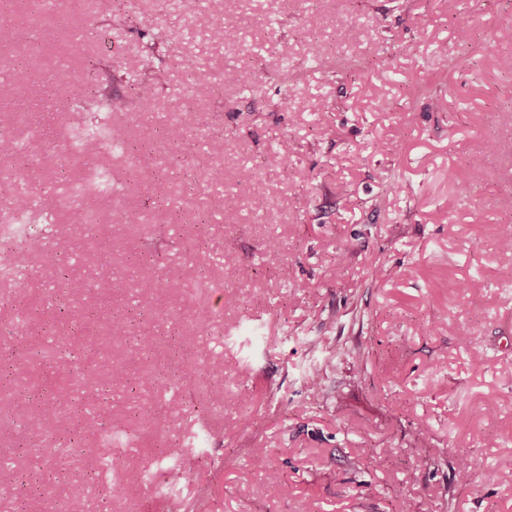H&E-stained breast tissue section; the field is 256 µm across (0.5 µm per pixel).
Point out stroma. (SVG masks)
Here are the masks:
<instances>
[{"label":"stroma","instance_id":"35a3bbf8","mask_svg":"<svg viewBox=\"0 0 512 512\" xmlns=\"http://www.w3.org/2000/svg\"><path fill=\"white\" fill-rule=\"evenodd\" d=\"M217 21L233 44L211 36ZM156 28L169 39L149 57ZM508 28L512 0H55L48 18L0 0V50L34 46L0 68V130L36 198L27 266L0 273V421L86 411L82 446L57 457L52 437L29 452L0 431V512H20L16 473L61 457L70 473L45 487L48 512L72 496L82 512H512V251L498 247L512 225V71L499 64L512 41L492 37ZM196 71L208 83L194 91ZM104 81L126 101L113 132L148 148L75 134L71 108ZM187 111L199 128L168 144ZM284 141L288 168L269 172ZM89 169L108 195H75ZM134 280L153 287L136 295ZM119 314L127 340L152 337L142 356L160 378L140 384L131 367L104 403L110 360L83 345ZM192 368L223 391L170 384ZM106 422L134 439L121 469L88 483ZM159 430L194 450L170 492L123 478Z\"/></svg>","mask_w":512,"mask_h":512}]
</instances>
